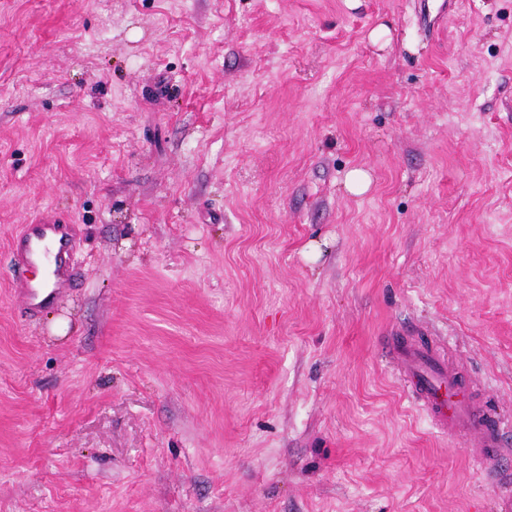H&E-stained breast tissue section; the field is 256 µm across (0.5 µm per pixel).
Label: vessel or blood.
<instances>
[{"instance_id": "obj_1", "label": "vessel or blood", "mask_w": 512, "mask_h": 512, "mask_svg": "<svg viewBox=\"0 0 512 512\" xmlns=\"http://www.w3.org/2000/svg\"><path fill=\"white\" fill-rule=\"evenodd\" d=\"M11 246L18 270L15 290L29 310H43L69 282L76 248L72 227L40 219L25 225ZM39 264L48 270L42 282L28 275ZM389 353L396 373L408 382L412 398L432 424L450 438H466L471 459L483 471H499L497 450L504 447L512 423L492 415L486 403L474 399L446 348H423L407 340L390 347Z\"/></svg>"}]
</instances>
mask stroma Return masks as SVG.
<instances>
[{
	"mask_svg": "<svg viewBox=\"0 0 512 512\" xmlns=\"http://www.w3.org/2000/svg\"><path fill=\"white\" fill-rule=\"evenodd\" d=\"M405 333L512 419V0H0V512H498ZM372 184V178L368 171L362 168L350 170L344 180L345 189L352 195H362L366 193ZM12 259L18 270L16 293L31 311H41L52 303L69 282L72 255L76 241L71 224L40 219L25 224L23 231L12 239ZM41 264L48 270L43 282H35L27 272Z\"/></svg>",
	"mask_w": 512,
	"mask_h": 512,
	"instance_id": "stroma-1",
	"label": "stroma"
}]
</instances>
